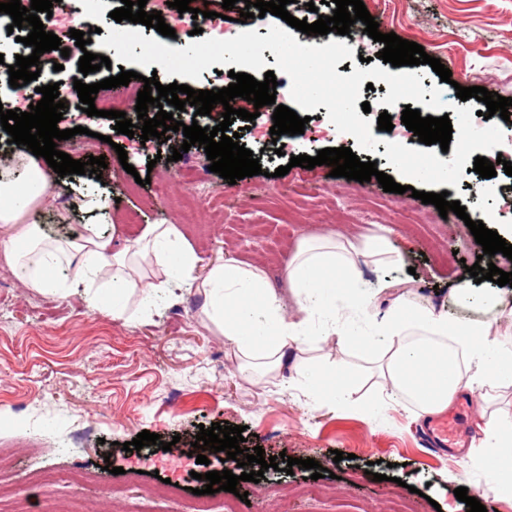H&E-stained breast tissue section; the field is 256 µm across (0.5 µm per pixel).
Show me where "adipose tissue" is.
I'll return each instance as SVG.
<instances>
[{
	"mask_svg": "<svg viewBox=\"0 0 512 512\" xmlns=\"http://www.w3.org/2000/svg\"><path fill=\"white\" fill-rule=\"evenodd\" d=\"M50 181L38 157L18 155L12 165L0 168V224H17L18 234L0 240V255L17 271L29 287L68 296L82 292L92 305L111 303L112 317H127L132 295L153 291L148 279L137 275L141 260H151L169 270V287L195 288L193 273L198 261L169 224L147 225L143 234L124 250L112 249L96 227H89L79 240H49L31 223L49 198ZM387 250L384 238L354 241L328 237L304 242L288 266V283L296 298L299 319H288L281 298L262 269L228 257L209 267L200 282L204 284L205 311L221 325L225 338L253 359L280 366L289 345L302 343L315 313L325 306L336 289L328 279L340 270L354 279L355 257L368 251L375 255ZM112 265V290L103 292L93 285L103 262ZM70 268V281L48 276V269ZM378 291L359 294L361 315L374 324L375 333L360 337L359 348L377 351L380 375L391 390L419 400L424 413L444 411L459 391L484 384H512V342L505 344L491 336L490 323L464 324L449 320L446 313L410 305L405 294H398L392 306L379 311ZM434 336L452 337L470 354L473 374H462L446 347L411 341V329ZM385 337L386 349H379L378 337ZM490 462L487 485L490 490L512 489V417L499 416L477 448Z\"/></svg>",
	"mask_w": 512,
	"mask_h": 512,
	"instance_id": "ef3b65f1",
	"label": "adipose tissue"
}]
</instances>
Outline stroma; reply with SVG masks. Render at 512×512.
Returning <instances> with one entry per match:
<instances>
[{
    "label": "stroma",
    "instance_id": "stroma-1",
    "mask_svg": "<svg viewBox=\"0 0 512 512\" xmlns=\"http://www.w3.org/2000/svg\"><path fill=\"white\" fill-rule=\"evenodd\" d=\"M363 2L381 32L423 46L461 86L512 97V0ZM310 117L303 140L289 141L284 155L274 160L267 156L273 145L266 137L241 131L240 145L259 153L262 172L231 185L209 171L198 146L182 160L158 163L156 144L115 133L111 119L66 108L59 129H82L59 143L72 159L88 161L101 134L124 147L128 159L122 163L110 156L98 179L86 174L61 178L53 186L55 202L42 207L35 222L46 236L59 239L98 225L116 252L137 239L145 225H173L197 253L196 277L226 257H237L265 271L292 319L297 309L287 267L306 239L381 235L387 254L355 258L359 289L402 281L418 306L447 312L462 323L486 319L483 305L451 294L482 253L467 220L453 213L440 216L434 205L383 191L375 180L331 177L327 165L290 166L291 156L313 157L336 145L325 107L312 110ZM129 164L135 174L126 172ZM284 165L289 173L275 176ZM139 175L149 176L150 184H137ZM200 178L223 195V205L211 200L186 204L192 183ZM496 181L499 194L484 195L475 191L474 176H463L448 198L465 206L468 220L496 213L495 231L512 244V177L501 172ZM352 206L369 212V220L348 222ZM410 208L419 213L420 223H403L402 213ZM130 212L138 214V223H125ZM289 224L297 225L295 235L286 232ZM202 302L192 291L161 288L139 307L135 320L117 321L109 307L90 305L81 296L26 287L0 259V450L14 453L11 465L0 470V484L12 493L0 502V512L16 505L22 512H47L52 505L61 512L71 506L78 512H104L107 490L129 505L138 485L155 486L163 478L179 485L180 492L155 499L152 512H181L193 489L204 488L201 474L222 468L241 472L236 461L221 460L216 453L205 464L192 458L180 468L166 464L169 455L195 442L200 425L225 421L244 426L247 448L297 459L292 474L277 479L281 488L303 485L307 472L301 460L312 458L327 468L328 477L319 481L323 496L292 498L289 512H357L365 502L376 512H389L400 480L418 490L412 498L415 512H466L454 495L460 486L480 497L482 505L512 512V494L483 496L485 464L469 450L499 413H512V386L461 391L450 409L462 445L432 451L420 438L428 415L414 399L384 388L373 354L317 334L286 366L253 365L202 313ZM333 361L343 364L353 398L371 402L372 412L309 393L313 373L333 380L328 370ZM145 430L170 443V452L150 446L122 450V443ZM336 449L344 453L338 462L332 456ZM106 461L118 467V474L103 470ZM130 469L139 471L138 485L128 483ZM40 471L51 472L49 483L36 482Z\"/></svg>",
    "mask_w": 512,
    "mask_h": 512
}]
</instances>
